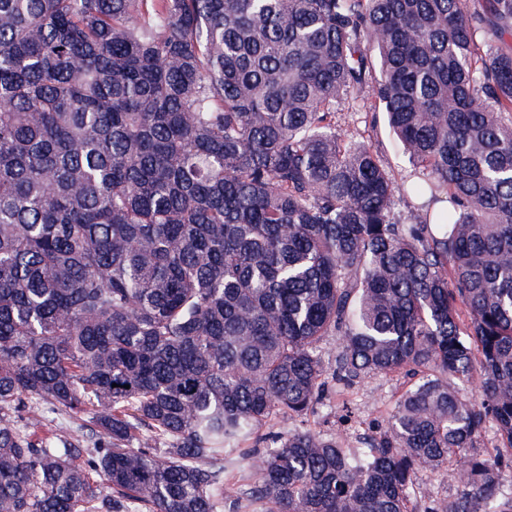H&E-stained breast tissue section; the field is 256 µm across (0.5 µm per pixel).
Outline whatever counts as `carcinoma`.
Returning <instances> with one entry per match:
<instances>
[{"mask_svg":"<svg viewBox=\"0 0 512 512\" xmlns=\"http://www.w3.org/2000/svg\"><path fill=\"white\" fill-rule=\"evenodd\" d=\"M334 335L391 420L260 433ZM226 448L279 512H512V0H0V512H224ZM341 108L342 111L336 112V122L342 132L356 131L366 138L370 136L372 141L379 145V150L398 183L413 178L414 167L399 150L381 110L365 112L358 105L352 106V104H345ZM417 490L419 498L426 500L430 496L444 497L451 495L454 493V485L449 479L423 473L419 476Z\"/></svg>","mask_w":512,"mask_h":512,"instance_id":"cac0c4a2","label":"carcinoma"}]
</instances>
